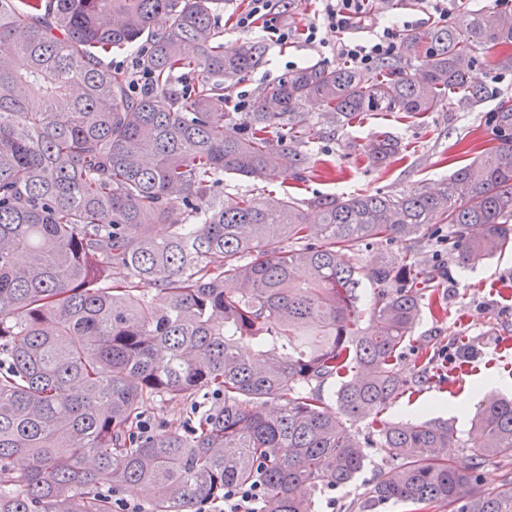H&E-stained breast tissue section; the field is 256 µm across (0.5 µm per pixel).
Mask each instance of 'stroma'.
I'll return each mask as SVG.
<instances>
[{"mask_svg":"<svg viewBox=\"0 0 512 512\" xmlns=\"http://www.w3.org/2000/svg\"><path fill=\"white\" fill-rule=\"evenodd\" d=\"M401 3V8L394 9L389 0H372L374 22H405L413 31L440 24L428 0ZM244 5V0H224L217 16L224 31V45L232 48L250 39L263 42L265 53L254 70L230 85L225 99L235 98L242 90L258 94L296 67L342 65V58L334 51L338 35L331 31L325 32L326 44L322 47L299 37L279 47L268 43L262 31L247 35L238 32L232 18ZM472 79L486 90V98L478 107H469L451 95L438 109L424 114L372 112L342 128L327 130L316 143L303 145L309 157L304 181L279 175L252 180L228 174L221 190L227 197L264 196L286 190L301 200L326 194L393 195L432 190L450 172L493 143L489 116L502 99L512 98V71L499 68L494 61L479 63ZM383 132L396 137L401 148L387 167L376 168L368 165L366 157L376 136ZM407 249L425 265L437 268L438 274L425 295L441 303L446 314L437 319L423 312L412 340L395 364L408 377L422 363L440 379L392 401L379 414L376 425L381 428L394 422L436 417L447 420L455 431L448 455L462 458L468 454L463 444L470 433V408L481 393L495 390L512 394V252L466 267L435 241L424 239L408 247L373 242L361 247L360 258L366 263ZM366 454L365 464L353 482L325 491L319 512H402L400 506L377 505L369 500V489L377 476L393 464L389 449L376 443L367 448Z\"/></svg>","mask_w":512,"mask_h":512,"instance_id":"stroma-1","label":"stroma"}]
</instances>
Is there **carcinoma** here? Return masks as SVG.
Wrapping results in <instances>:
<instances>
[{
  "label": "carcinoma",
  "mask_w": 512,
  "mask_h": 512,
  "mask_svg": "<svg viewBox=\"0 0 512 512\" xmlns=\"http://www.w3.org/2000/svg\"><path fill=\"white\" fill-rule=\"evenodd\" d=\"M224 0H0V512H113L137 490L144 512H187L229 487L261 484L260 512H315L321 489L351 483L369 442L352 423L375 418L414 386L395 369L428 308L435 271L409 251L360 264V247L434 236L469 266L512 251V100L491 120L495 145L430 193L240 195L224 174L298 177L323 122L367 112L434 111L470 81L477 44L512 67V12L462 10L405 37L407 58L368 73L313 65L266 86L242 131L223 85L261 59L244 41L224 49ZM164 16L161 27L156 19ZM145 44L150 88L102 56ZM399 142L377 136L369 163ZM318 211L306 222L304 207ZM157 224L170 232L154 235ZM368 280L375 301L361 304ZM376 323L359 334L361 318ZM340 380L337 411L321 387ZM197 420L139 431L154 401L200 405ZM476 436L460 460L453 426L430 419L378 431L395 463L369 491L406 512H512L481 467L512 458V399L477 403ZM19 459L28 461L18 470Z\"/></svg>",
  "instance_id": "carcinoma-1"
}]
</instances>
